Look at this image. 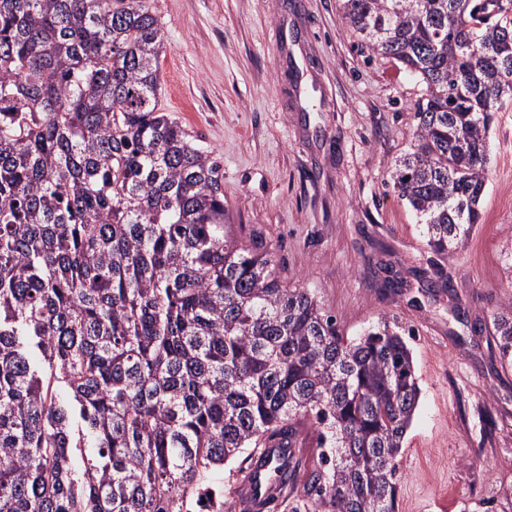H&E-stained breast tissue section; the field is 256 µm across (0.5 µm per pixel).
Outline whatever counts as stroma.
Returning a JSON list of instances; mask_svg holds the SVG:
<instances>
[{
  "mask_svg": "<svg viewBox=\"0 0 512 512\" xmlns=\"http://www.w3.org/2000/svg\"><path fill=\"white\" fill-rule=\"evenodd\" d=\"M161 103L224 174L232 232L275 257L355 339L402 327L419 379L397 512H512V103L494 117L481 221L452 254L391 170L414 142L418 80L369 54L338 0H149ZM492 338L497 342L503 360L510 358L512 361V311L494 317Z\"/></svg>",
  "mask_w": 512,
  "mask_h": 512,
  "instance_id": "1",
  "label": "stroma"
}]
</instances>
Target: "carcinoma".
<instances>
[{"mask_svg":"<svg viewBox=\"0 0 512 512\" xmlns=\"http://www.w3.org/2000/svg\"><path fill=\"white\" fill-rule=\"evenodd\" d=\"M491 2L341 0L425 86L392 178L438 255L479 223L512 98ZM165 49L148 0H0V512H223L244 453L289 512H395L411 349L385 320L345 339L235 237L220 164L160 105ZM492 338L512 359V313Z\"/></svg>","mask_w":512,"mask_h":512,"instance_id":"carcinoma-1","label":"carcinoma"}]
</instances>
